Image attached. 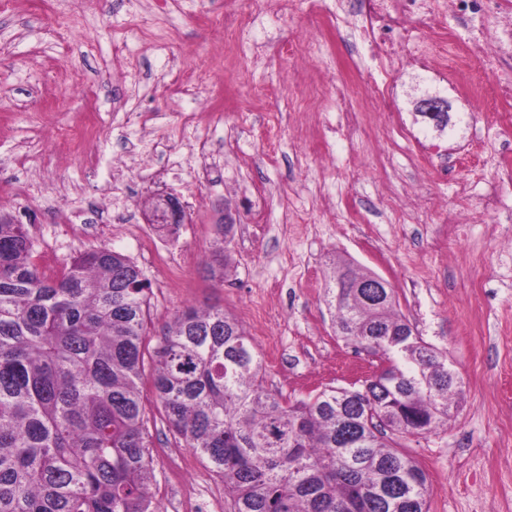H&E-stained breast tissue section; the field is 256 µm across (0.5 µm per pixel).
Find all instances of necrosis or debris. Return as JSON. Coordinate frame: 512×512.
<instances>
[{"label": "necrosis or debris", "mask_w": 512, "mask_h": 512, "mask_svg": "<svg viewBox=\"0 0 512 512\" xmlns=\"http://www.w3.org/2000/svg\"><path fill=\"white\" fill-rule=\"evenodd\" d=\"M433 0H336L332 16L348 23L365 49L372 93L353 78L337 79V126L355 134L368 113L392 115L396 101V62L417 58L425 69L453 76L460 94L474 102L512 98V79L496 70L512 56V36L482 43L462 39Z\"/></svg>", "instance_id": "1"}]
</instances>
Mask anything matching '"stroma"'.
<instances>
[{"label": "stroma", "instance_id": "1", "mask_svg": "<svg viewBox=\"0 0 512 512\" xmlns=\"http://www.w3.org/2000/svg\"><path fill=\"white\" fill-rule=\"evenodd\" d=\"M232 9L254 16L247 32L214 25ZM61 12L72 17L63 38ZM296 35L311 77L331 80L358 52L336 35L318 36L304 13L289 18L261 0H15L0 10V210L27 224L40 270L101 246L129 257L149 283L152 351L189 303L223 305L249 331L257 310L270 312L266 335L253 343L265 388L292 401L376 372L377 358L336 336L324 291L338 259L383 277L462 386L450 425L400 440L428 477L429 512H512V186L497 212L459 236L416 223L407 198L416 187L421 201L476 208L501 163L496 112L453 101L454 135L437 136L408 97L411 84L431 80L408 67L397 81L399 123L383 118L336 138L326 124L336 109L328 91L310 103L312 139L294 138L295 62L272 45ZM228 50L236 63L211 74L212 106L186 122L192 102L171 95L172 67ZM65 62L83 70L86 86L67 82ZM90 131L96 169L82 150L53 151L56 134ZM462 180L469 196L456 193ZM162 187L191 213L167 243L182 258L176 277L143 259L135 234L72 236L70 225L108 224L120 211L143 220L150 191ZM227 203L239 222L227 245L232 267L216 287L203 261ZM151 433L159 505L185 476L223 493L165 423Z\"/></svg>", "mask_w": 512, "mask_h": 512}]
</instances>
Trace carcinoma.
I'll use <instances>...</instances> for the list:
<instances>
[{
    "mask_svg": "<svg viewBox=\"0 0 512 512\" xmlns=\"http://www.w3.org/2000/svg\"><path fill=\"white\" fill-rule=\"evenodd\" d=\"M216 225L211 278L224 284ZM23 224L0 221V512H160L143 404L148 283L108 247L49 276ZM349 266L326 303L336 332L380 361L359 386L282 401L221 307L187 306L164 334L150 384L161 420L224 482L232 512H429L419 464L397 434L447 423L446 356L372 296Z\"/></svg>",
    "mask_w": 512,
    "mask_h": 512,
    "instance_id": "1",
    "label": "carcinoma"
}]
</instances>
